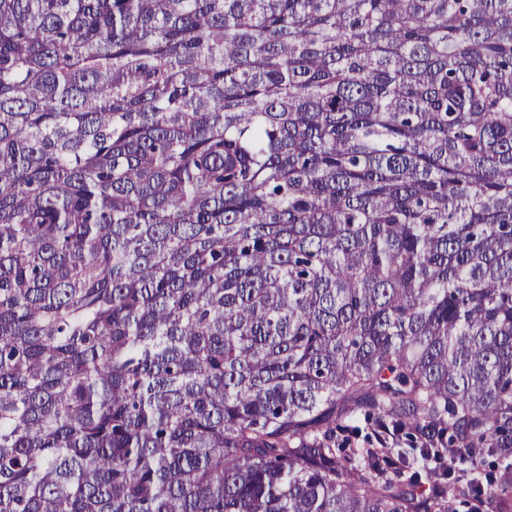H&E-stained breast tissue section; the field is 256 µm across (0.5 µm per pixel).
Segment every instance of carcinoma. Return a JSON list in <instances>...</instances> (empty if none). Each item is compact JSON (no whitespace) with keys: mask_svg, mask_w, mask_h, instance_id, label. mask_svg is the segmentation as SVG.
Masks as SVG:
<instances>
[{"mask_svg":"<svg viewBox=\"0 0 512 512\" xmlns=\"http://www.w3.org/2000/svg\"><path fill=\"white\" fill-rule=\"evenodd\" d=\"M450 448L512 471V0H0V512L512 495Z\"/></svg>","mask_w":512,"mask_h":512,"instance_id":"obj_1","label":"carcinoma"}]
</instances>
